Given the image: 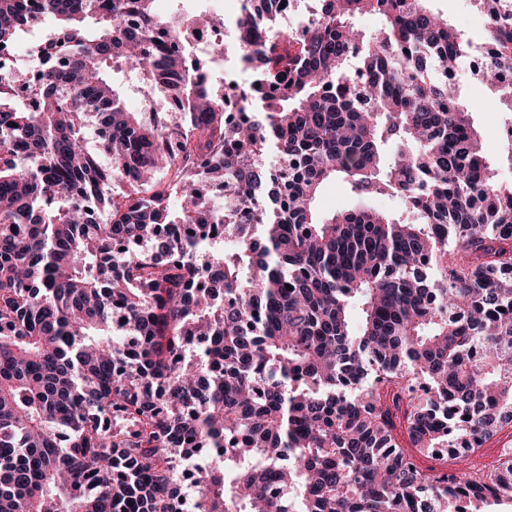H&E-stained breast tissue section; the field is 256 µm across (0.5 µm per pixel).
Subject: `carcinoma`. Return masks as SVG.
Listing matches in <instances>:
<instances>
[{
    "label": "carcinoma",
    "mask_w": 512,
    "mask_h": 512,
    "mask_svg": "<svg viewBox=\"0 0 512 512\" xmlns=\"http://www.w3.org/2000/svg\"><path fill=\"white\" fill-rule=\"evenodd\" d=\"M152 2L0 0L5 49L55 21L37 78L0 66V512H172L193 448L224 453L204 512L512 501L509 453L488 483L418 463L512 428V184L448 78L471 42L429 0H315L301 36L253 0L228 100L164 48L212 20ZM474 2L512 110V0ZM111 63L179 95L178 132L125 109ZM331 179L411 218L322 219Z\"/></svg>",
    "instance_id": "1"
}]
</instances>
